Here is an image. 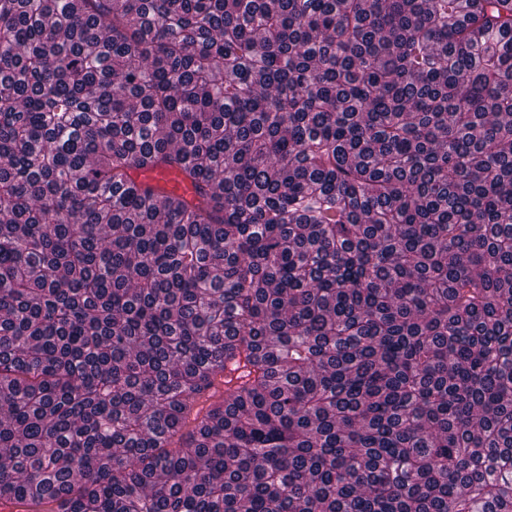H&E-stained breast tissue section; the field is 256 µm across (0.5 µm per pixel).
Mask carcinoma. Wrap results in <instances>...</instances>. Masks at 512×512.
Wrapping results in <instances>:
<instances>
[{
	"mask_svg": "<svg viewBox=\"0 0 512 512\" xmlns=\"http://www.w3.org/2000/svg\"><path fill=\"white\" fill-rule=\"evenodd\" d=\"M3 497L512 512V0H0ZM139 177L141 180L158 186L169 192L174 191L186 195L192 194V187L190 183L183 181L181 177L174 171H141Z\"/></svg>",
	"mask_w": 512,
	"mask_h": 512,
	"instance_id": "obj_1",
	"label": "carcinoma"
}]
</instances>
